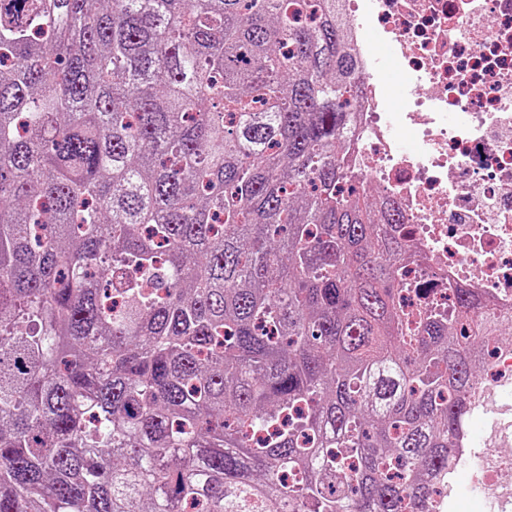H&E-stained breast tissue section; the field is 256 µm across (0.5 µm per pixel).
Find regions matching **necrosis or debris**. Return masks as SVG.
I'll list each match as a JSON object with an SVG mask.
<instances>
[{
	"mask_svg": "<svg viewBox=\"0 0 512 512\" xmlns=\"http://www.w3.org/2000/svg\"><path fill=\"white\" fill-rule=\"evenodd\" d=\"M358 62L347 153L353 180L377 187V217L400 211L418 262L404 310L448 303L459 284L512 310V0H342ZM395 48L406 91L388 95L373 44ZM412 149H400L399 134ZM472 398L484 414L480 451L453 448L483 512H512V343L489 345Z\"/></svg>",
	"mask_w": 512,
	"mask_h": 512,
	"instance_id": "obj_1",
	"label": "necrosis or debris"
}]
</instances>
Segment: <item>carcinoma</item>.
Masks as SVG:
<instances>
[{
	"label": "carcinoma",
	"instance_id": "obj_1",
	"mask_svg": "<svg viewBox=\"0 0 512 512\" xmlns=\"http://www.w3.org/2000/svg\"><path fill=\"white\" fill-rule=\"evenodd\" d=\"M344 26L0 0V512H426L512 314L406 327Z\"/></svg>",
	"mask_w": 512,
	"mask_h": 512
}]
</instances>
